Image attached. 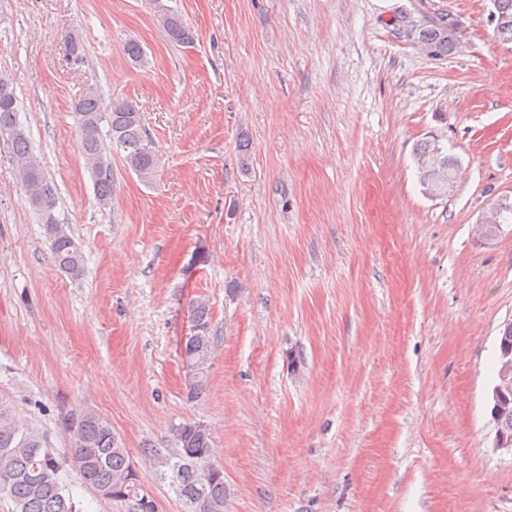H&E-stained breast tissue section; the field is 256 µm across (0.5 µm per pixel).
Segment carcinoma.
Segmentation results:
<instances>
[{"mask_svg": "<svg viewBox=\"0 0 512 512\" xmlns=\"http://www.w3.org/2000/svg\"><path fill=\"white\" fill-rule=\"evenodd\" d=\"M157 19L171 42L194 41L192 31L165 4L154 2ZM455 18L434 15L416 25L418 41L428 54L446 56L455 42L448 39V22ZM12 80L0 75V139L10 144L13 176L51 243L55 265L73 278L84 272V256L55 213L57 189L32 152L27 130L19 120ZM78 127V148L90 174L94 195L102 208L112 204L114 177L112 154L123 157L144 183H152L157 158L142 124L139 108L132 100L106 103L98 89L89 86L73 108ZM415 160L420 184L430 196L448 194V178L455 177L457 160L429 141L416 145ZM512 215V205L490 209L478 231L485 240L494 239ZM194 332L184 344L188 370L187 398L198 400L206 388V371L212 357L210 306L204 299L191 304ZM512 363V321L504 324L499 338L495 384L501 387L492 405L496 433L512 439V376L501 379L504 363ZM64 433L73 450L67 457L50 447L44 435L21 420L13 401L0 394V494L12 502V512H81L72 494L61 482L60 472L70 469L80 484L102 499L130 501L134 512H156L148 495L140 492L137 474L127 449L112 433V425L101 416L86 412L62 419ZM176 452L164 459L171 471V486L183 505V512H226L227 489L224 470L210 463L211 433L199 422H187L175 429Z\"/></svg>", "mask_w": 512, "mask_h": 512, "instance_id": "carcinoma-1", "label": "carcinoma"}]
</instances>
